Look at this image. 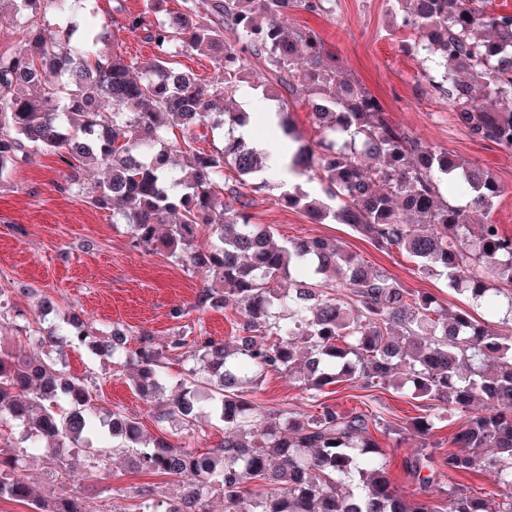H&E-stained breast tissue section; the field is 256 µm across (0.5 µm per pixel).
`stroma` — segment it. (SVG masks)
Returning a JSON list of instances; mask_svg holds the SVG:
<instances>
[{
    "label": "stroma",
    "instance_id": "1",
    "mask_svg": "<svg viewBox=\"0 0 512 512\" xmlns=\"http://www.w3.org/2000/svg\"><path fill=\"white\" fill-rule=\"evenodd\" d=\"M290 20L317 30L337 68L362 84L393 121L492 173L502 192L493 201L490 217L502 233L512 236V151L472 139L454 121L447 96L432 90L424 76L425 63L410 50L409 34L397 29L391 0H330L327 13L298 10ZM67 173L56 155L41 152L0 180V290L12 299L11 307L0 310V349L25 354L23 335L28 328L38 326L46 332L71 317L82 319L94 335L119 323L132 336L147 332L162 344L173 332L169 311L176 306L189 308L191 319L210 336L232 335L230 314L193 308L197 291L211 281L209 272L186 270L160 251L133 248L127 225L113 223L110 212L65 190ZM250 212L253 223L271 225L278 240L334 239L371 268L412 291L432 295L448 311L468 312L512 336V317L503 310L472 303L443 278L418 270L406 254L376 249L349 225L314 223L304 211L281 205L273 191L255 194ZM64 361L71 374H96L101 410L123 411L138 418L145 435L160 436L154 404L139 396L127 377L114 375L110 358L82 346L67 349ZM254 400L265 409L308 415L322 402L369 412L379 423L372 436L387 452L394 481L405 495H412L414 485L403 463L422 443L409 427L411 419L423 413L419 401L390 389L363 390L347 382L326 386L311 400L293 379L277 373L265 377ZM387 424L402 429L401 447H394L392 437L384 433ZM0 453L20 455L19 472L36 498L47 501L72 494L87 500L94 512H134V491L143 483L154 484L163 500L178 491L174 479L144 473L120 452L108 469L91 479L84 476L85 453H68L72 478L66 483L47 474L44 449L20 453L0 441Z\"/></svg>",
    "mask_w": 512,
    "mask_h": 512
}]
</instances>
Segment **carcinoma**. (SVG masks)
<instances>
[{
  "instance_id": "obj_1",
  "label": "carcinoma",
  "mask_w": 512,
  "mask_h": 512,
  "mask_svg": "<svg viewBox=\"0 0 512 512\" xmlns=\"http://www.w3.org/2000/svg\"><path fill=\"white\" fill-rule=\"evenodd\" d=\"M90 0H0L19 17L23 53H0V180L40 149L69 168L68 188L112 223L128 224L132 247L165 250L174 262L204 268L217 286L199 291L193 309H231L234 335L216 339L189 325L164 344L143 333L133 339L117 326L97 340L75 320L55 335L35 332L40 352L18 358L0 350V438L6 422L23 426L16 448L50 447L49 474L67 478L65 453L92 448V471L109 460L108 440L121 441L135 467L192 482L180 498L160 504L150 484L135 490L138 512H209L207 495L219 489L224 512H512V337L465 312L449 313L373 270L336 242L313 237L274 241V229L252 223L245 188L258 192L286 185L283 169L317 180L325 197L295 186L281 200L312 219L349 224L380 251L398 250L423 272L490 308L507 300L512 310V237L492 223L500 188L492 174L394 123L379 102L326 58L323 39L296 26L297 9L319 15L328 0H181L170 21H152L160 0L140 12L114 0L123 16L118 30L89 17ZM401 27L428 63L430 86L448 96L456 120L475 139L512 150V13H491L483 0H395ZM53 6L64 38L44 24ZM144 32L157 49L149 59L106 54L101 44L116 32ZM233 43H224V32ZM214 54V75L203 80L180 68L188 51ZM104 57L101 66L96 59ZM265 70L273 96L253 95L274 112L277 136L297 144L281 154L248 143L239 128L252 113L224 103L242 90L250 69ZM315 88L316 139L299 143L286 116L290 102ZM212 116L224 128V150L201 151L187 135ZM182 140L171 138L174 131ZM189 151L186 169L169 168L168 149ZM105 166L111 177L87 185L86 166ZM453 181L470 198L462 207L441 199L439 185ZM224 208L215 209L216 191ZM167 226L164 236L158 228ZM207 233L214 242L198 245ZM295 274L282 294L270 283ZM86 346L133 370V389L158 403L160 429L189 430L201 399L224 424L222 444L205 452L147 439L137 418L120 411L100 417L98 381L62 367L68 347ZM193 366L175 379L174 362ZM286 372L314 395L333 383L381 387L425 401L410 429L426 437L448 420L467 416L452 449L422 450L405 459L416 499L391 479L386 454L373 439L371 415L319 404L304 415L260 408L252 400L269 373ZM18 458L0 457V499L30 502L31 512H89L74 497L52 503L31 498L15 472ZM496 474L498 490L464 492L442 482L443 473Z\"/></svg>"
}]
</instances>
